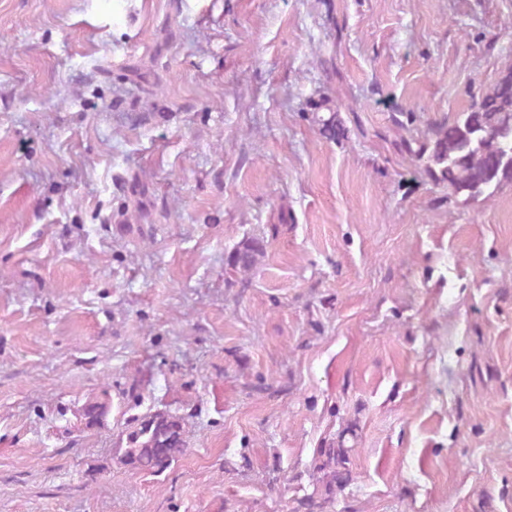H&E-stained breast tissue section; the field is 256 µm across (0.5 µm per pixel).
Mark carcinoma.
Returning a JSON list of instances; mask_svg holds the SVG:
<instances>
[{
  "label": "carcinoma",
  "instance_id": "carcinoma-1",
  "mask_svg": "<svg viewBox=\"0 0 512 512\" xmlns=\"http://www.w3.org/2000/svg\"><path fill=\"white\" fill-rule=\"evenodd\" d=\"M312 120L329 139L342 135L338 110L327 99L313 103ZM401 148L425 163L435 182L448 188V198L476 199L491 188L512 182V66L506 67L495 83L473 100L469 109L432 129L420 141L406 139ZM264 255L258 238L241 241L228 255L224 274L228 280L253 270ZM110 406L98 400L87 403L82 417L88 427L105 424ZM186 448L183 419L155 413L133 419L126 436L123 457L136 469L160 475L170 468ZM353 448L339 440L334 448L316 452L313 471L321 483L320 494L309 495L307 512H325L337 491L350 483Z\"/></svg>",
  "mask_w": 512,
  "mask_h": 512
}]
</instances>
